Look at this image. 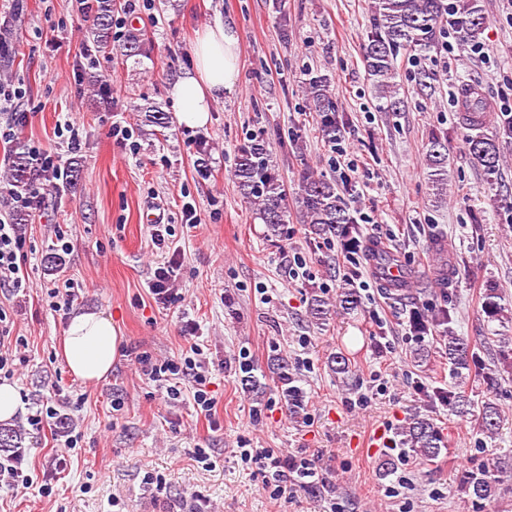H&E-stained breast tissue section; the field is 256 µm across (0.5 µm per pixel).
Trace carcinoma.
<instances>
[{
	"label": "carcinoma",
	"mask_w": 512,
	"mask_h": 512,
	"mask_svg": "<svg viewBox=\"0 0 512 512\" xmlns=\"http://www.w3.org/2000/svg\"><path fill=\"white\" fill-rule=\"evenodd\" d=\"M115 0H95L91 4L94 11L89 37L104 53H112V15ZM372 22L363 44V62L369 79L377 89L379 109L382 112L397 113L402 111L403 99L398 97L396 78L397 57L402 50H414L420 53L429 51L435 43L437 31L447 25L458 32L462 40L476 42L484 31L487 17L482 0H373L370 6ZM142 40L135 33L128 35L121 47V55L127 58L142 55ZM305 92L312 100L313 111L320 117V129L323 138L332 143L340 133V124L344 115L337 111L336 103L329 92L328 80L322 75H315L305 82ZM147 113L146 121L161 128L168 127L166 113L155 102L143 107ZM487 103L481 95L470 96L463 114V125L471 130L466 135L465 143L471 162L480 168L486 176L488 185L497 180L500 168L501 142L512 139V125H502L492 131L485 130ZM425 157L430 169L432 187L439 196L444 195L448 183V138L438 133H431L425 146ZM33 165L29 153L18 146L12 153L9 163V192L17 195L27 191L33 179ZM232 176L241 196L257 211V218L265 224L267 236L281 238L284 228L289 223L291 209L288 189L280 179L276 165L266 145L256 141L242 149L236 159ZM294 204L300 214L301 223L308 226L309 232L316 238L337 239L347 246H360V231L354 220L349 204L332 180L319 177L306 171L302 176L298 191L295 192ZM365 252L370 261L379 265L396 262L394 256L381 251L375 244H366ZM433 277L436 282H448L452 262L444 249H439ZM420 278L405 274L403 282L388 284L387 295L391 299L413 303L410 285ZM502 293L490 285L484 289L481 309L490 320L503 317L505 306ZM358 295L353 288L341 287L336 294L335 304L315 297L311 299L309 312L313 319L326 322L332 316L347 314L357 309ZM409 321L413 331L419 336L427 335L431 330L442 328L445 355L448 356L452 378L463 381L474 375L489 382L497 378L487 372L469 339L455 333L452 323L454 312L442 308L430 319L419 309L410 311ZM330 370L336 377H345L351 372L349 359L341 352L335 353L329 360ZM277 386L281 396L293 413L300 412L303 392L296 385V377L289 372L288 360L279 357L272 364ZM438 398L448 410L458 416L471 415L480 431L495 435L501 426V413L495 403L487 400L475 405L459 386H450L448 390L438 393ZM23 430L19 425L0 423V452L8 453L22 443ZM401 446L410 449L424 460L439 456L445 447L443 430L434 419L421 414L411 415L399 431ZM499 473V461L489 455L480 468L464 476L461 487L475 501H488L495 493Z\"/></svg>",
	"instance_id": "carcinoma-1"
}]
</instances>
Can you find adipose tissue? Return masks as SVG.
<instances>
[{"label":"adipose tissue","instance_id":"obj_1","mask_svg":"<svg viewBox=\"0 0 512 512\" xmlns=\"http://www.w3.org/2000/svg\"><path fill=\"white\" fill-rule=\"evenodd\" d=\"M238 48L234 22H218L198 32L194 67L177 76L170 88L172 101L185 124L204 125L212 103L233 92L239 78ZM121 343L111 318L95 310L80 311L68 322L63 358L75 377L92 383L110 373Z\"/></svg>","mask_w":512,"mask_h":512}]
</instances>
